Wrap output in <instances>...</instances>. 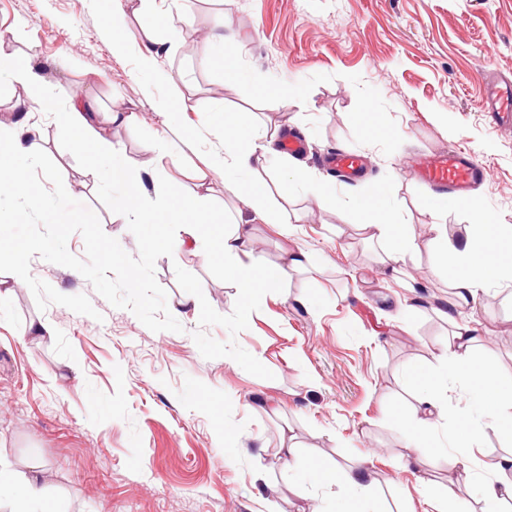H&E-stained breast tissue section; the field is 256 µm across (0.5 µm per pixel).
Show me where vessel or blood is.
Wrapping results in <instances>:
<instances>
[{
	"label": "vessel or blood",
	"instance_id": "obj_1",
	"mask_svg": "<svg viewBox=\"0 0 512 512\" xmlns=\"http://www.w3.org/2000/svg\"><path fill=\"white\" fill-rule=\"evenodd\" d=\"M487 102L498 124L512 125V84L489 85ZM415 176L434 192L458 198L471 187L486 182L489 172L482 163L454 151L421 163Z\"/></svg>",
	"mask_w": 512,
	"mask_h": 512
}]
</instances>
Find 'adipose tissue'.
Segmentation results:
<instances>
[{
	"label": "adipose tissue",
	"mask_w": 512,
	"mask_h": 512,
	"mask_svg": "<svg viewBox=\"0 0 512 512\" xmlns=\"http://www.w3.org/2000/svg\"><path fill=\"white\" fill-rule=\"evenodd\" d=\"M0 73L30 90L29 108L51 109L50 97L35 92L42 76L32 57L0 61ZM63 124L76 132V148L88 153L92 161L112 153L109 126L98 123L88 98L73 96L64 111ZM277 140L274 131L258 136L252 113L236 112L224 118V142L219 151L209 164L197 169L195 190L173 191L153 203L144 197L143 186L136 177L126 179L125 208L134 220L181 225L180 235L161 237L164 250L194 248L202 238H210L212 249L224 257L226 281L240 292L239 314L244 321L250 317L253 298L261 289L277 287L300 271L304 263L300 252L287 248L274 272H267L252 259L256 241L252 225L239 217L229 224L215 223L205 207V194L216 177H223L225 191L241 207L266 223H276L281 212L271 206L264 183L271 173L267 156ZM350 208L356 216L354 225L364 239L382 247V261L390 267L395 287L413 290L414 239L409 225L398 222L394 214L373 201H355ZM477 230V235L464 243L452 244L447 225L429 227L437 266L447 275L450 291L460 307L475 300L491 281L512 277V256L501 252L502 247L512 248V225L488 218ZM453 328L451 339L434 349L439 369L427 371L416 366L411 371L415 401L411 412L400 417L403 440L416 456L435 455L452 469L482 465L489 477L481 485L480 512H503L504 503L512 500V451L484 461L480 458V442L489 429L512 440V383L505 382L494 367L475 358V328L460 322L454 323ZM459 383L466 387V405L452 416L448 413V398ZM449 419L454 422L451 444L444 447L436 442L435 433L441 422ZM365 471L362 460L352 466L339 463L331 472L314 475L313 480L325 487L339 486L347 493L349 512H361L367 489ZM41 481L39 473L19 476L0 466V495L12 498L15 512H55L54 503L41 495Z\"/></svg>",
	"instance_id": "1"
}]
</instances>
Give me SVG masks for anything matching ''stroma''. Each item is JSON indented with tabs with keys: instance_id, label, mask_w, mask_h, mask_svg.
<instances>
[{
	"instance_id": "35a3bbf8",
	"label": "stroma",
	"mask_w": 512,
	"mask_h": 512,
	"mask_svg": "<svg viewBox=\"0 0 512 512\" xmlns=\"http://www.w3.org/2000/svg\"><path fill=\"white\" fill-rule=\"evenodd\" d=\"M169 0L128 13V48H112V0H0V57L35 54L57 107L79 92L112 126L122 157L142 173L148 198L188 186L224 136V115L303 137L301 168L335 182L342 199L369 198L409 224L415 292L393 287L378 246L336 212L318 208L307 183L288 186L300 214L296 243L309 266L259 294L249 327L212 338L237 344L271 373L262 379L228 357L205 359L192 334L199 315L179 309L174 269L198 276L211 306L230 314L237 292L222 261L203 250L160 257L158 283L182 332H154L111 306L77 271L33 257L30 272L66 295H86L96 317L52 304L39 310L27 285L0 272V462L38 469L57 512H341L344 493L289 470L278 429L297 430L299 457L323 466L369 459L366 482L387 512H436L451 476L413 463L395 413L407 410L413 365L436 368L451 326L448 280L436 272L429 224L455 243L484 216L512 225V126L487 111L484 77H512V0H184L191 25L168 18ZM230 25L221 46L202 35ZM171 44L158 72L138 53L148 37ZM296 87L276 101L264 91ZM17 86L0 82V126L25 121L60 169L67 192L94 211L103 231L137 255L125 217L97 196L85 155L52 113L14 111ZM177 97L168 121L158 105ZM360 157L363 178L339 181L328 158ZM461 149L488 180L475 211L418 182L423 156ZM481 332L478 360L512 379V282L495 281L463 313ZM43 323L42 336H27ZM432 485L421 488L420 478Z\"/></svg>"
}]
</instances>
